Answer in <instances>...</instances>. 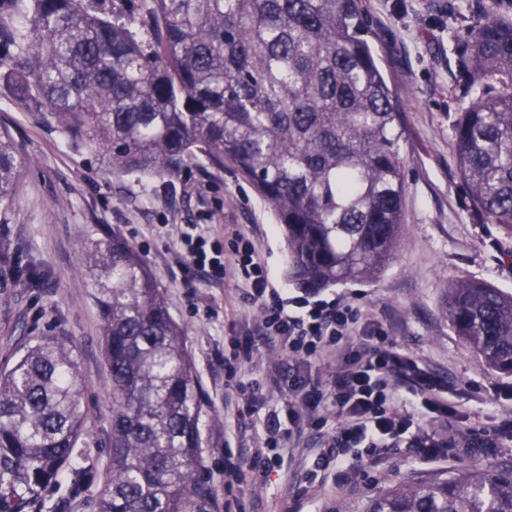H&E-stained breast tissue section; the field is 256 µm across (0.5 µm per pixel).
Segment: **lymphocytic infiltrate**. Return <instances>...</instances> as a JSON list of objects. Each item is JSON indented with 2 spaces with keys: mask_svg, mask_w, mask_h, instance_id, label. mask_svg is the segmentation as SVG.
I'll use <instances>...</instances> for the list:
<instances>
[{
  "mask_svg": "<svg viewBox=\"0 0 512 512\" xmlns=\"http://www.w3.org/2000/svg\"><path fill=\"white\" fill-rule=\"evenodd\" d=\"M224 233L236 242L229 254L211 242L207 225H186L178 253L181 271L203 281L218 284L227 275H240L245 304L262 311L256 332L232 340L225 351L228 376H236L240 357L260 345L284 351L290 361L288 372L275 370L268 377L274 387L288 389L287 419L267 416L247 467L225 464V485L243 482L249 472L268 475L281 448H298L304 427L323 426L329 414L338 426L309 458V481L333 469L353 477L359 463L390 448L409 449L423 461L443 458L448 441L440 432L456 410L416 356L395 349L380 324L349 304L270 288L252 241L232 224ZM329 359L334 365L328 379L313 378V366Z\"/></svg>",
  "mask_w": 512,
  "mask_h": 512,
  "instance_id": "1",
  "label": "lymphocytic infiltrate"
}]
</instances>
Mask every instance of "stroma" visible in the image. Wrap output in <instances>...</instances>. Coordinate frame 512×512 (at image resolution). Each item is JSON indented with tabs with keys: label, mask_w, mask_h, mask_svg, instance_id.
Listing matches in <instances>:
<instances>
[{
	"label": "stroma",
	"mask_w": 512,
	"mask_h": 512,
	"mask_svg": "<svg viewBox=\"0 0 512 512\" xmlns=\"http://www.w3.org/2000/svg\"><path fill=\"white\" fill-rule=\"evenodd\" d=\"M387 81L403 114L405 192L403 234L391 265L373 281L326 289L382 324L392 342L418 356L448 384L459 417L448 427L447 457L424 464L407 449H389L376 466L362 464L358 485L341 487L331 472L308 486L301 456H283L266 481L224 486L227 451L251 446L271 412H284L285 392L263 388L252 417L238 420L227 403L224 345L260 320L235 278L211 285L182 274L175 260L188 224L223 235L237 225L254 243L273 288L288 287V253L271 207L232 166L193 165L159 180L113 176L96 155L77 147L34 107L14 101L0 86V132L24 161L14 195L0 204V367L41 337L74 346L84 386L85 464L93 482L68 512H93L106 484L112 425V377L102 351L97 291L82 264L81 247L118 236L134 244L156 275L170 311L182 325L205 404L201 418L202 474L211 512H364L368 501L406 479L481 469L512 462V440L502 421L512 419V376L488 370L452 332L442 312L449 282L463 277L512 292V236L490 223L474 204L459 173L453 124L472 94L464 54L467 34L486 12L512 19V0H363ZM473 436L499 440L495 452L466 447Z\"/></svg>",
	"instance_id": "stroma-1"
}]
</instances>
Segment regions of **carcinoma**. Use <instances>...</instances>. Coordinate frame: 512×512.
Here are the masks:
<instances>
[{"mask_svg":"<svg viewBox=\"0 0 512 512\" xmlns=\"http://www.w3.org/2000/svg\"><path fill=\"white\" fill-rule=\"evenodd\" d=\"M151 2L161 33L143 40L110 19L105 0H0V82L115 175L231 164L272 207L295 285L380 274L402 234L405 129L362 0ZM466 56L475 100L454 125L457 164L476 207L512 236V21H477ZM22 167L1 133V202ZM81 253L112 371L96 512H208L184 331L130 243ZM444 310L489 370L512 375V294L462 278ZM82 399L77 354L57 338L0 370V512H42L41 493L62 472L68 493L47 512H67L92 482ZM364 512H512V464L397 483Z\"/></svg>","mask_w":512,"mask_h":512,"instance_id":"cac0c4a2","label":"carcinoma"}]
</instances>
